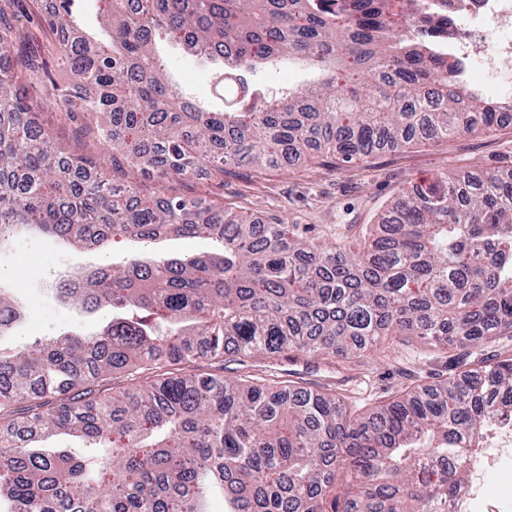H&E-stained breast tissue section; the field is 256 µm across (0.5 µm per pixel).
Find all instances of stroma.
I'll use <instances>...</instances> for the list:
<instances>
[{"mask_svg":"<svg viewBox=\"0 0 512 512\" xmlns=\"http://www.w3.org/2000/svg\"><path fill=\"white\" fill-rule=\"evenodd\" d=\"M161 55L172 80L199 107H219L212 64L176 47H164ZM335 161L334 155L327 154L290 169L259 172L240 167L220 183L202 175L186 186L150 181L143 192L149 197L203 198L266 224L282 221L318 240L353 247L405 187L433 182L444 172L512 169V125L491 136L461 135L438 144L380 151L339 169ZM71 261L70 247L45 236L21 240L11 256L0 260V265L11 271L10 285L30 308L25 322L1 339L0 346L22 347L66 330L90 333L106 321V312L87 313L57 299L55 284ZM389 342L395 349L389 356L362 361L341 356L333 360L283 359L268 368L266 375L342 393L352 413L365 414L449 374L512 354V340L507 339L491 345H452L445 349L415 336H393ZM507 465L510 474L492 467L473 480L469 512H485L489 503L501 512H512V459Z\"/></svg>","mask_w":512,"mask_h":512,"instance_id":"stroma-1","label":"stroma"}]
</instances>
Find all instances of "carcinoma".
I'll return each instance as SVG.
<instances>
[{
  "label": "carcinoma",
  "mask_w": 512,
  "mask_h": 512,
  "mask_svg": "<svg viewBox=\"0 0 512 512\" xmlns=\"http://www.w3.org/2000/svg\"><path fill=\"white\" fill-rule=\"evenodd\" d=\"M76 0L45 15L56 65L73 76L35 102L31 52L0 61V251L49 235L75 253L120 232L217 242L187 258L131 252L80 261L63 303L108 310L85 334L25 351L0 348V429L27 438L0 450V512H447L467 488L490 423L512 416V358L354 415L342 395L294 382L166 370L199 358H368L385 337L440 349L512 337V170L408 187L354 248L296 238L181 196L142 201L132 171L186 182L205 170L278 167L301 148L344 163L457 134L489 135L505 115L448 65V0H99L110 44L75 25ZM0 0V51L20 42ZM164 31L186 53L222 63L224 111L206 112L168 83L154 52ZM283 59L327 76L266 106L240 72ZM44 110L102 113L81 129L112 149V170L53 142ZM27 313L0 281V337ZM132 381L109 394L113 374ZM64 433L90 448L30 447Z\"/></svg>",
  "instance_id": "1"
}]
</instances>
